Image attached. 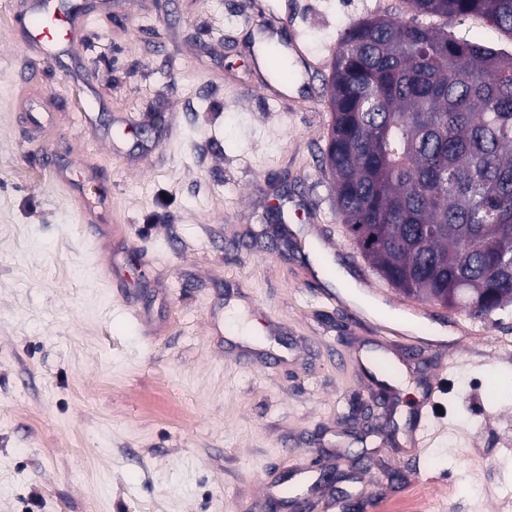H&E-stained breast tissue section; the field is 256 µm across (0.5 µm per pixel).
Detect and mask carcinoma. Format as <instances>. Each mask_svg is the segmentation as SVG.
Wrapping results in <instances>:
<instances>
[{
    "mask_svg": "<svg viewBox=\"0 0 512 512\" xmlns=\"http://www.w3.org/2000/svg\"><path fill=\"white\" fill-rule=\"evenodd\" d=\"M479 13L512 0H406ZM325 166L350 239L405 295L487 318L512 306V53L378 17L340 40Z\"/></svg>",
    "mask_w": 512,
    "mask_h": 512,
    "instance_id": "cac0c4a2",
    "label": "carcinoma"
}]
</instances>
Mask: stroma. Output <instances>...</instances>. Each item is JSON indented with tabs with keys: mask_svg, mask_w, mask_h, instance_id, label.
Instances as JSON below:
<instances>
[{
	"mask_svg": "<svg viewBox=\"0 0 512 512\" xmlns=\"http://www.w3.org/2000/svg\"><path fill=\"white\" fill-rule=\"evenodd\" d=\"M29 3L0 0V512H269L266 486L302 512H495L512 491V309L476 320L376 292L319 159L352 24L398 16L509 53L512 36L405 0H87L80 37L35 73ZM261 15L319 50L315 80L261 85ZM70 165L107 195L109 289L56 176ZM405 322L428 351L364 366L376 330ZM441 360L432 445L405 451Z\"/></svg>",
	"mask_w": 512,
	"mask_h": 512,
	"instance_id": "1",
	"label": "stroma"
}]
</instances>
